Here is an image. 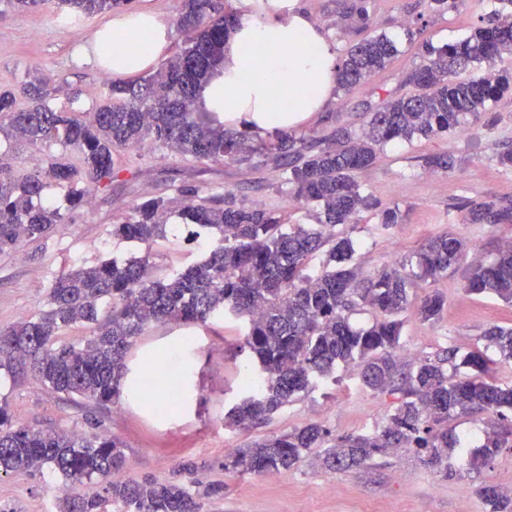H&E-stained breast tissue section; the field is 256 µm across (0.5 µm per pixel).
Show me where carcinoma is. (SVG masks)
I'll use <instances>...</instances> for the list:
<instances>
[{"instance_id":"1","label":"carcinoma","mask_w":512,"mask_h":512,"mask_svg":"<svg viewBox=\"0 0 512 512\" xmlns=\"http://www.w3.org/2000/svg\"><path fill=\"white\" fill-rule=\"evenodd\" d=\"M59 2L76 22L119 11L130 0ZM467 2L429 0L428 7L439 14L459 12ZM500 2L492 22L474 27L464 39L441 46L422 42L423 63L406 79L411 90L385 100L362 131L340 126L317 147L286 130L256 141L247 131L225 129L220 115L203 109L201 91L220 73L224 45L238 22L221 0H182L176 19L183 35L180 51L147 76L111 81L108 97L92 112L54 110L52 89L36 76L0 88V133L34 149L60 142L77 155L75 162L38 160L20 176L0 166V252L26 239H45L53 225L64 223L60 208L42 202L50 187L63 190L72 208L88 204L95 188L119 173L116 149L134 148L148 137L186 160L251 164L260 157L280 171L281 191L317 208L316 224L290 227L279 210L239 203L228 190L192 200L180 218L216 237L205 258L161 278L148 252L62 273L50 284L44 308L0 327V370H29L67 398L107 404L120 395L128 351L152 325L206 328L231 316L244 320L243 348L256 366L252 382L242 386L243 395L225 413L227 427L270 419L340 366L357 370L365 387L394 397L374 434L332 437L322 425L309 423L236 449L225 467L239 475L285 473L311 454L331 471L348 472L411 448L424 466L446 478L452 475L449 452L468 444L448 429V421L473 414L488 416L479 445L483 463L512 449V383L494 376L495 365L512 363V327L485 329V344L462 356L444 348L403 361L398 353L409 316L433 323L447 306L441 293L419 296L415 289L456 270L468 241L451 232L436 234L409 259L365 277L351 263L352 240L336 233L337 226L356 224L362 211L378 206L364 193L358 174L376 163L385 145L446 136L512 95V73L490 68L495 59L512 55L507 8L512 0ZM346 18L350 29L368 27L366 5L352 6ZM400 53L398 42L384 32L350 44L338 63V90L354 91ZM20 97L26 106L19 105ZM494 157L499 167L512 170V140L495 144ZM454 208L466 211L470 224L512 220V201L461 198ZM166 219L167 200L157 196L112 225L111 234L149 245L164 236ZM403 220L399 204L381 207L382 228ZM322 249L323 269L311 274L308 261ZM465 292L512 305V242L491 260L467 267ZM360 310L373 317L366 327L350 323V315ZM75 325L89 330L86 341L55 346L59 332ZM461 367L471 374L457 377ZM168 390L177 391L178 404L192 397L185 374ZM125 463L120 444L105 435L18 424L7 401H0V473L52 471L63 482L59 512H107L112 503L123 512H203L204 500L224 496L219 483L186 486L184 476L197 469L193 462L161 482L121 477ZM85 484L96 492L79 493L77 487ZM475 493L486 512H512V489L483 482Z\"/></svg>"}]
</instances>
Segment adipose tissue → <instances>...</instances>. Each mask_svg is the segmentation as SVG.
Masks as SVG:
<instances>
[{
	"label": "adipose tissue",
	"instance_id": "ef3b65f1",
	"mask_svg": "<svg viewBox=\"0 0 512 512\" xmlns=\"http://www.w3.org/2000/svg\"><path fill=\"white\" fill-rule=\"evenodd\" d=\"M243 17L224 49L220 76L202 91L207 111L261 134L325 111L336 90V50L300 0H241ZM112 76L129 79L167 47L169 28L146 11L112 18Z\"/></svg>",
	"mask_w": 512,
	"mask_h": 512
}]
</instances>
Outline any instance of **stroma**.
I'll use <instances>...</instances> for the list:
<instances>
[{"instance_id": "1", "label": "stroma", "mask_w": 512, "mask_h": 512, "mask_svg": "<svg viewBox=\"0 0 512 512\" xmlns=\"http://www.w3.org/2000/svg\"><path fill=\"white\" fill-rule=\"evenodd\" d=\"M301 4L325 29L337 52H344L353 35L336 30L343 19V0H301ZM366 6L374 21L372 33L384 31L401 40L400 54L365 85L348 94L337 93L326 111L296 128V136L318 145L337 126L361 129L384 99L405 92L408 74L423 62L419 45L404 43L405 29H423L425 37L436 43L455 41L488 20L498 2L470 0L466 10L444 15L431 13L427 0H366ZM61 11V6L47 0L39 11L8 10L0 16V86L18 85L27 73L36 72L49 81L55 108L89 112L106 97L112 71L79 67L74 59L93 49L95 34L112 16L106 13L62 25ZM464 129L461 135L388 144L377 162L359 174V182L375 201L398 203L405 214L402 224L383 231L376 210L369 209L350 229L354 260L363 274L408 258L427 238L444 231L466 238L473 260L490 258L500 245L512 241V223L471 224L465 213L451 207L459 197L512 200V174L500 172L493 157L495 142L512 138V96L491 105ZM443 153L455 157L453 170L424 168L425 156ZM117 157L118 176L97 187L89 205L70 208L63 192L51 189V199L68 219L54 225L48 239L27 240L0 252V327L42 309L52 280L76 266L147 253L156 272L164 275L203 259L209 238L193 237L190 228L179 223L178 215L188 202L181 186L196 187L203 196L231 190L245 204L282 209L288 223L314 221L311 209L279 191V175L270 165L186 161L149 138L136 148L118 149ZM160 195L169 202L163 238L148 247L112 238L113 224L131 214L135 205ZM464 285L460 270L421 283V292L442 293L447 308L437 322L414 317L406 322L402 341L416 355L446 347L464 353L479 343L487 327L512 325L511 305L466 294ZM193 334V398L185 409L172 407L161 415L152 405L129 396L106 406L69 401L33 375L4 371L0 398L7 399L17 423L118 440L130 478L163 481L182 463L194 461L197 480L224 485L223 497L206 502L204 512H485L474 494L476 486L489 481L512 487V450L506 448L488 465L472 452L453 453L454 474L448 479L424 467L410 449L345 473L328 471L309 457L272 484L262 483L256 475L226 471L229 450L311 422L334 435L373 432L381 426L392 399L370 391L353 370L341 367L334 379L318 383L265 423L231 429L225 427L224 415L239 397L241 375L253 365L249 353L240 348L243 325L228 318L214 331L197 327ZM60 495L52 474L26 470L0 474V506L8 512H53Z\"/></svg>"}]
</instances>
